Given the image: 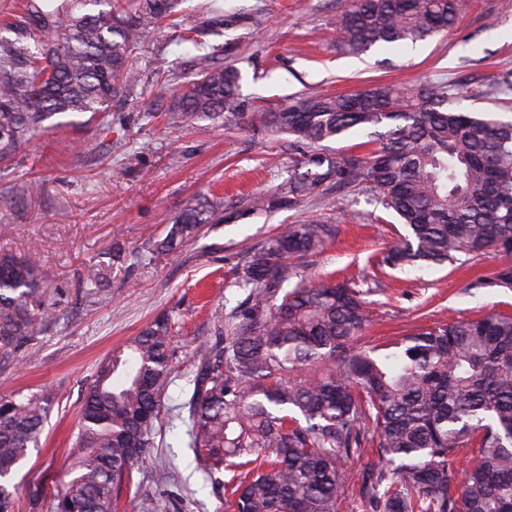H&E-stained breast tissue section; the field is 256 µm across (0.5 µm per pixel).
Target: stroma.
Listing matches in <instances>:
<instances>
[{
    "label": "stroma",
    "instance_id": "stroma-1",
    "mask_svg": "<svg viewBox=\"0 0 512 512\" xmlns=\"http://www.w3.org/2000/svg\"><path fill=\"white\" fill-rule=\"evenodd\" d=\"M345 0H185L178 27L147 31L132 52L140 81L132 96L93 120L41 133L0 169V252L47 269L48 288L35 320L43 328L32 362L0 367V396L46 391L48 416L39 447L12 477L18 512H52L78 433L84 392L102 360L159 315L173 332V364L188 371L200 341L224 333L219 314L230 299L235 265L278 228L318 220L339 228L311 259L312 277L336 275L364 293L369 322L359 339L382 346L454 318L512 315V288L494 286L512 255L491 251L462 266L400 271L381 259L402 230L363 185L330 191L296 208L257 210V195L279 193L303 157L288 135L261 126L195 121L174 130L172 102L193 78L191 44L182 36L199 12L221 11L224 24L205 50L237 68L241 92L259 111L275 112L311 91L362 92L379 84L401 91L426 82L457 85L464 107L512 118V92L493 93L494 76L512 72V0H459L456 25L408 51L374 48L355 57L336 49V18ZM263 18L254 26V18ZM222 207L195 238L161 254L172 219L209 201ZM102 270L109 298L84 299L88 270ZM182 427L167 428L122 487L117 512L158 500L162 512H224Z\"/></svg>",
    "mask_w": 512,
    "mask_h": 512
}]
</instances>
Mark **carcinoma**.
I'll use <instances>...</instances> for the list:
<instances>
[{"label": "carcinoma", "mask_w": 512, "mask_h": 512, "mask_svg": "<svg viewBox=\"0 0 512 512\" xmlns=\"http://www.w3.org/2000/svg\"><path fill=\"white\" fill-rule=\"evenodd\" d=\"M130 2L24 0L0 19L1 165L38 132L68 125L71 115L93 118L131 93V47L174 18L181 0ZM457 18L458 0H348L337 43L354 55L403 50L447 33ZM220 22L207 16L182 41L196 47ZM240 81L237 69L201 55L174 109L182 122L255 120L311 150L306 173L255 206L369 184L404 226L382 259L392 269L512 253V121L448 106L444 83L406 98L390 85L311 93L256 113ZM352 129L370 132L379 147L367 157L316 150ZM218 207L184 210L160 249H177ZM335 237L334 224H289L249 252L234 283L248 294L227 314L224 338L191 352L176 409L187 413V447L204 472L232 473L226 508L337 512L347 462L371 446L362 493L373 512H512V317L452 319L397 339L384 355L357 347L367 321L360 289L301 272ZM104 280L88 271L84 297L106 299ZM51 282L36 261L0 254V363L37 354L32 307ZM171 329L160 316L100 364L54 512H112L115 490L155 447L174 383ZM324 362L321 375H303ZM47 412L43 394L0 398V512H16L9 477L38 447ZM473 444L477 460L458 478V453Z\"/></svg>", "instance_id": "cac0c4a2"}]
</instances>
